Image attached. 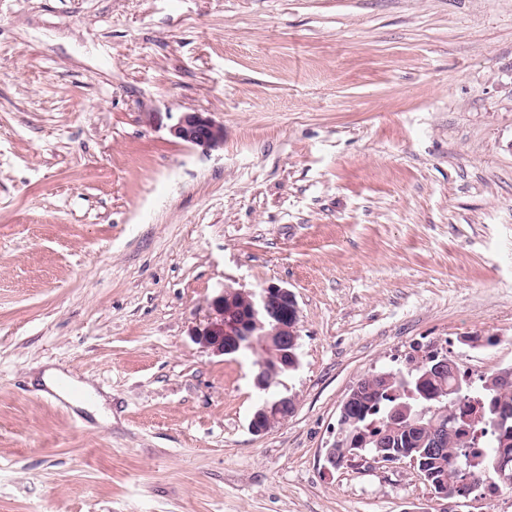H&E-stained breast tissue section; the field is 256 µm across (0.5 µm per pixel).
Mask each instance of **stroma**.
I'll return each instance as SVG.
<instances>
[{
    "instance_id": "1",
    "label": "stroma",
    "mask_w": 512,
    "mask_h": 512,
    "mask_svg": "<svg viewBox=\"0 0 512 512\" xmlns=\"http://www.w3.org/2000/svg\"><path fill=\"white\" fill-rule=\"evenodd\" d=\"M271 283L299 366L264 393L200 337ZM430 347L512 367V0H0V512H440L409 461L326 457ZM170 134L190 147L214 150L224 143V126L202 112H186L170 129ZM296 408L292 396H282L265 401L253 414L249 426L257 435L268 432L276 424L286 421Z\"/></svg>"
}]
</instances>
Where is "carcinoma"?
Here are the masks:
<instances>
[{"instance_id":"obj_1","label":"carcinoma","mask_w":512,"mask_h":512,"mask_svg":"<svg viewBox=\"0 0 512 512\" xmlns=\"http://www.w3.org/2000/svg\"><path fill=\"white\" fill-rule=\"evenodd\" d=\"M399 381L380 390H360L354 395L355 409L346 419L339 420L341 440L346 441L359 433L382 435L389 451L405 459L417 458V469L426 476L429 486L439 488L456 483L462 494H471L483 487L495 494L502 487L512 488V419L502 426L496 422L493 409L502 405L512 407V389L501 391L487 386L483 378L477 387L472 386L465 373L459 371L435 380L431 388H450L455 383L463 387L467 400L482 403L484 421L455 435L448 453L431 454L421 446L423 431L410 426L393 427L389 424L390 410L398 404H407L417 413L425 406L436 410V417H448V397L438 401L419 393L410 395L414 388L415 372L397 371Z\"/></svg>"}]
</instances>
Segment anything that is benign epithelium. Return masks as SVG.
I'll list each match as a JSON object with an SVG mask.
<instances>
[{
    "mask_svg": "<svg viewBox=\"0 0 512 512\" xmlns=\"http://www.w3.org/2000/svg\"><path fill=\"white\" fill-rule=\"evenodd\" d=\"M170 134L190 147L214 150L224 143V126L216 123L202 112H186L170 128ZM245 298L247 315L239 312L238 297ZM217 322L200 340L226 355L243 348H260L266 351L270 360L285 369L298 365V321L299 310L292 291L271 283L260 292L226 289L217 299ZM418 369L417 383L421 389L445 372L456 371V362L441 359L438 362L425 360L414 363ZM262 363L254 375V386L260 391L270 388L275 372ZM455 409L448 411V432L454 431V423L461 417L468 422H478L482 413L464 406L463 399L452 398ZM296 408L295 399L282 396L265 401L253 414L249 426L257 435L268 432L275 425L290 417Z\"/></svg>",
    "mask_w": 512,
    "mask_h": 512,
    "instance_id": "benign-epithelium-1",
    "label": "benign epithelium"
}]
</instances>
